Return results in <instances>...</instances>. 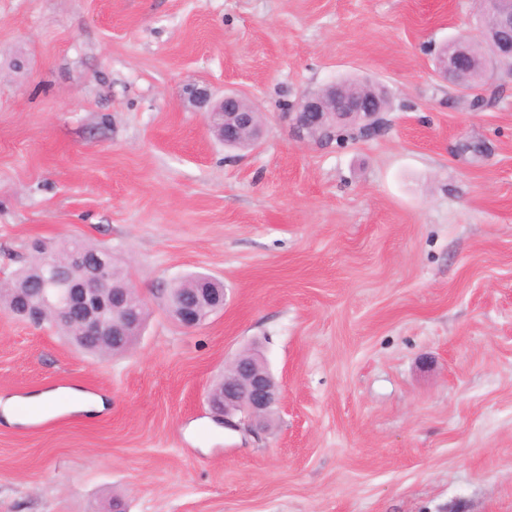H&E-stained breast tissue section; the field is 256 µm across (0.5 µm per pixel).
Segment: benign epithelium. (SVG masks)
Instances as JSON below:
<instances>
[{
	"mask_svg": "<svg viewBox=\"0 0 512 512\" xmlns=\"http://www.w3.org/2000/svg\"><path fill=\"white\" fill-rule=\"evenodd\" d=\"M481 27L483 35L497 43L498 55L512 57V0H484ZM489 63L490 60L475 55L471 41L460 37L440 49L437 74L450 83L462 69L479 65L486 70ZM190 98L200 107L209 106V126L224 145L233 146L245 136L259 140L257 109L247 96L232 92L214 101L208 89L194 86ZM385 110L386 96L373 89L352 95L340 79L303 94L282 116L297 140L327 145L334 140L336 129L352 120L359 123L364 133H370ZM106 279L107 267L102 261L86 268L80 280L55 278L42 289L40 304L21 308V314L29 323L39 325L50 312L54 320L76 326L84 337L125 336L137 325L138 316L130 313L124 299L102 290ZM202 283L200 292L192 299H167L168 315L184 328L200 325L201 306L224 307V289L210 277ZM279 403V388L269 369L254 367L238 356L225 367L224 391L209 398L215 416L223 421L224 428L233 431L265 428Z\"/></svg>",
	"mask_w": 512,
	"mask_h": 512,
	"instance_id": "benign-epithelium-1",
	"label": "benign epithelium"
}]
</instances>
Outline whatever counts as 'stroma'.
<instances>
[{
    "label": "stroma",
    "instance_id": "35a3bbf8",
    "mask_svg": "<svg viewBox=\"0 0 512 512\" xmlns=\"http://www.w3.org/2000/svg\"><path fill=\"white\" fill-rule=\"evenodd\" d=\"M483 40L475 0H0V274L34 242L111 248L149 310L121 356L0 311V512H512V71L435 74ZM389 94L368 138L281 114L339 78ZM245 94L230 149L190 86ZM226 303L187 329L183 276ZM257 349L282 402L257 434L207 399ZM475 45L466 38L453 39L442 46L437 58V74L446 82H454L456 75L464 68L480 65L485 71L495 59H478L474 53ZM103 401L72 388L49 389L31 395L27 406L47 409L52 414L63 412L93 413L102 408Z\"/></svg>",
    "mask_w": 512,
    "mask_h": 512
}]
</instances>
